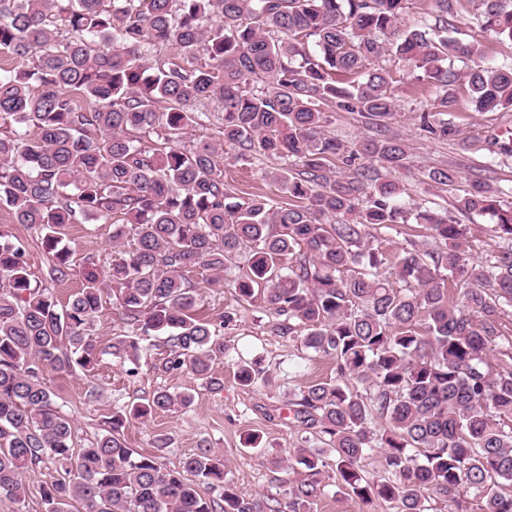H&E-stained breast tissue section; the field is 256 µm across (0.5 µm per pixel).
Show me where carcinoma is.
Returning <instances> with one entry per match:
<instances>
[{
  "instance_id": "obj_1",
  "label": "carcinoma",
  "mask_w": 512,
  "mask_h": 512,
  "mask_svg": "<svg viewBox=\"0 0 512 512\" xmlns=\"http://www.w3.org/2000/svg\"><path fill=\"white\" fill-rule=\"evenodd\" d=\"M460 2L435 0L431 21L403 28L411 0H0V58L31 62L0 67V206L40 231L55 283L75 272L62 235L76 216L112 221L114 243L135 230L106 275L86 259L64 306L0 232L1 498L19 501L25 472L51 463L59 477L43 486L46 512H315L333 467L366 505L512 512V358L492 361L512 308V186L479 174L456 197L459 212L492 221L499 245L480 258L471 225L407 201L396 177L407 146L390 133L394 80L381 64L394 58L438 91L420 116L432 139H459L444 116L462 81L477 111L511 110L512 62L452 36ZM473 2L483 29L512 42V0ZM162 47L173 56L156 57ZM210 102L223 143L186 145ZM330 110L359 113L374 135L337 137ZM259 157L298 167L269 172L280 198L235 201L224 162ZM459 178L425 174L431 188ZM412 222L420 234L388 254L381 232ZM242 254L236 299L261 302L273 335L336 364V378L307 383L293 402L320 446L298 442L280 463L306 478L268 498L241 491L210 448L170 468L128 447L127 424L190 402L167 389L74 447L44 373L88 376L107 353L138 358L124 334L109 351L98 344L110 291L131 335H166L165 369L203 376L224 358L232 317L198 316L186 274L201 268L220 284ZM235 368L240 385L264 383L257 363ZM374 453L383 475L370 479Z\"/></svg>"
}]
</instances>
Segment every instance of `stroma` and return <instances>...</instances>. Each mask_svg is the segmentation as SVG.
<instances>
[{
    "label": "stroma",
    "mask_w": 512,
    "mask_h": 512,
    "mask_svg": "<svg viewBox=\"0 0 512 512\" xmlns=\"http://www.w3.org/2000/svg\"><path fill=\"white\" fill-rule=\"evenodd\" d=\"M388 67L400 82L401 120L393 130L409 145L407 167L399 179L411 203L419 206L433 203L442 210L452 209L453 194L425 183L424 174L433 166L456 167L466 177L476 163L492 157L496 160V183H512V153L506 155L500 151L502 143L512 139V111H474L466 87L458 86L457 106L448 118L466 133L467 142L429 139L420 128L419 116L428 110L436 96L435 90L422 89L401 63L392 61ZM274 166V161L264 158L242 166H229L227 178L239 200L258 194H276L277 187L267 176ZM0 230L24 245L32 273L42 277L47 260L36 230L14 223L9 211L2 207ZM133 240L134 231L129 228L120 243H113L111 224L88 217L69 225L64 237L65 245L76 258L93 257L101 269L120 252L129 250ZM190 278L200 290L201 316L214 319L225 312L234 316L233 322L222 331L226 356L213 364L209 378L202 380L185 371H166L162 367V348L155 346L153 338L142 336L138 339L137 361L107 355L93 376H84L79 371L72 374L49 371L45 381L70 417L75 445L79 448L94 440L101 433L104 421L126 405L159 389L187 393L191 397L188 407L128 426L124 431L127 446L142 454L160 453L162 463L171 468L199 449L210 448L223 454L229 478L242 491L281 497L286 475L275 461L287 457L303 437L302 431L292 423L291 395L308 381L335 377L336 367L328 358L315 356L301 340L271 335L272 316L261 303H238L231 288L207 285L203 270H194ZM256 358L269 376L268 384L253 388L241 386L234 377L233 363ZM91 385L99 391L94 400L85 395ZM251 434L258 435V448H247L245 440ZM56 475L51 466L30 470L24 478L23 501L14 503L2 498L0 512H45L42 488ZM323 482L325 489L317 512H396L391 504L377 502L369 507L345 494L333 469H326Z\"/></svg>",
    "instance_id": "1"
}]
</instances>
